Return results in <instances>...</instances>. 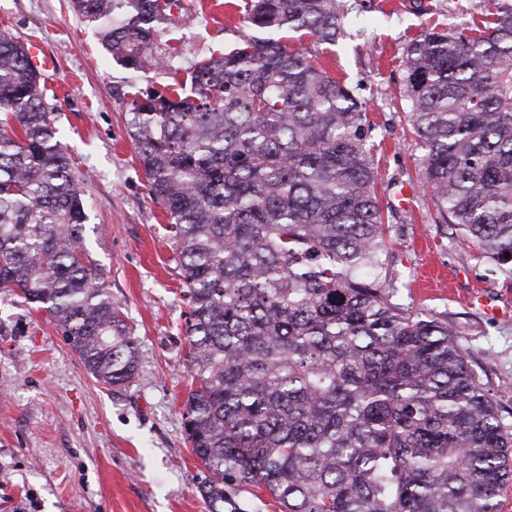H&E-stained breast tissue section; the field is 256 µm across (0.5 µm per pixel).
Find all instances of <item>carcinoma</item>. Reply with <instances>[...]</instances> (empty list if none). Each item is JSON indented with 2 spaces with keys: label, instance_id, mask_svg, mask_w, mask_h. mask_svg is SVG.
<instances>
[{
  "label": "carcinoma",
  "instance_id": "cac0c4a2",
  "mask_svg": "<svg viewBox=\"0 0 512 512\" xmlns=\"http://www.w3.org/2000/svg\"><path fill=\"white\" fill-rule=\"evenodd\" d=\"M181 0H71L134 73L177 74L156 38ZM485 30L406 51V114L444 224L512 265V0ZM346 0H246L264 33L148 86L128 127L179 243L192 388L186 439L209 512L258 485L283 512H496L512 424L448 315L395 300L364 103L301 46L344 36ZM297 39L290 48L279 34ZM26 45L0 32V290L46 311L100 384L136 378V340L89 259L83 191ZM511 257H506V253Z\"/></svg>",
  "mask_w": 512,
  "mask_h": 512
}]
</instances>
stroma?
Returning a JSON list of instances; mask_svg holds the SVG:
<instances>
[{
  "label": "stroma",
  "instance_id": "1",
  "mask_svg": "<svg viewBox=\"0 0 512 512\" xmlns=\"http://www.w3.org/2000/svg\"><path fill=\"white\" fill-rule=\"evenodd\" d=\"M427 2L431 12L417 14L409 0H348V37L306 46L356 89L374 126L380 203L400 216L388 249L406 283L400 303L447 314L487 389L512 413V319L489 318L471 302L477 292L512 307V274L440 222L417 176L423 149L403 100L410 42L447 28L457 12L478 23L486 14L478 0ZM181 3L178 23L157 40L178 52L180 67L222 55L253 33L229 0L216 10L202 0ZM1 30L40 40L59 61L45 98L85 192L89 254L138 341L140 368L128 387L100 385L49 314L0 292V512H205L198 486L206 471L183 423L188 307L175 238L127 125L134 95L170 78L156 71L130 78L70 0H0Z\"/></svg>",
  "mask_w": 512,
  "mask_h": 512
}]
</instances>
